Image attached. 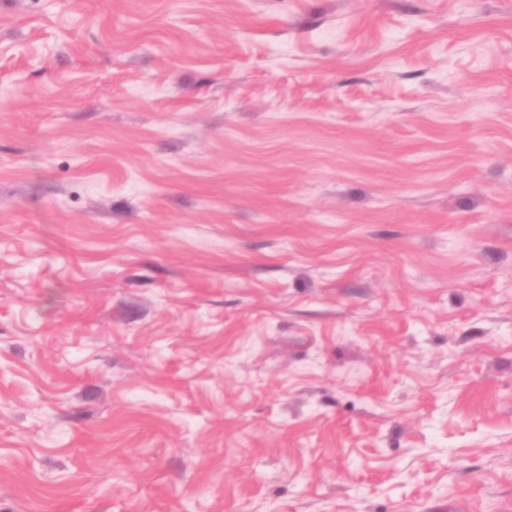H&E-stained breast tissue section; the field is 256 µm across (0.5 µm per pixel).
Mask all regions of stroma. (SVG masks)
Listing matches in <instances>:
<instances>
[{
  "mask_svg": "<svg viewBox=\"0 0 512 512\" xmlns=\"http://www.w3.org/2000/svg\"><path fill=\"white\" fill-rule=\"evenodd\" d=\"M0 512H512V0H0Z\"/></svg>",
  "mask_w": 512,
  "mask_h": 512,
  "instance_id": "stroma-1",
  "label": "stroma"
}]
</instances>
